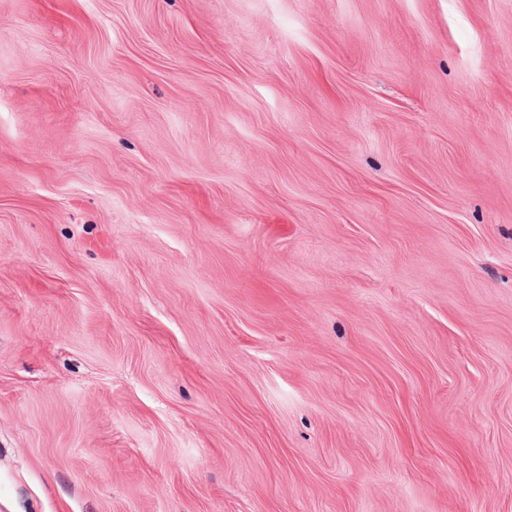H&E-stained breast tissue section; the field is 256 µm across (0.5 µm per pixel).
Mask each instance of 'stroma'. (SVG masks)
Returning a JSON list of instances; mask_svg holds the SVG:
<instances>
[{
	"label": "stroma",
	"instance_id": "stroma-1",
	"mask_svg": "<svg viewBox=\"0 0 512 512\" xmlns=\"http://www.w3.org/2000/svg\"><path fill=\"white\" fill-rule=\"evenodd\" d=\"M0 512H512V0H0Z\"/></svg>",
	"mask_w": 512,
	"mask_h": 512
}]
</instances>
